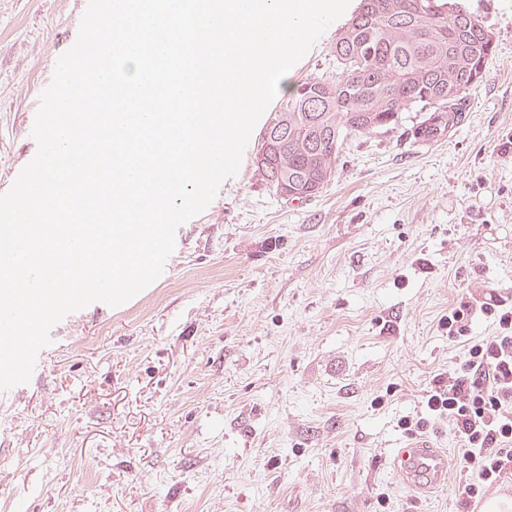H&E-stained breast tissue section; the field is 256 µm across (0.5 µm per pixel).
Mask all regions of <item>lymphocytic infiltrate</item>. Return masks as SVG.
<instances>
[{
  "mask_svg": "<svg viewBox=\"0 0 512 512\" xmlns=\"http://www.w3.org/2000/svg\"><path fill=\"white\" fill-rule=\"evenodd\" d=\"M478 312L492 320L493 335H472ZM441 325L449 341L462 346V355L432 377L421 412L402 416L398 426L423 435L434 423H447L461 444V503L468 507L512 477V303L493 294L476 310L462 300L449 308Z\"/></svg>",
  "mask_w": 512,
  "mask_h": 512,
  "instance_id": "lymphocytic-infiltrate-1",
  "label": "lymphocytic infiltrate"
}]
</instances>
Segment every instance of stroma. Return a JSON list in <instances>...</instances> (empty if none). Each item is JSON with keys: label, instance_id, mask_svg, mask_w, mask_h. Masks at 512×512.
Here are the masks:
<instances>
[{"label": "stroma", "instance_id": "stroma-1", "mask_svg": "<svg viewBox=\"0 0 512 512\" xmlns=\"http://www.w3.org/2000/svg\"><path fill=\"white\" fill-rule=\"evenodd\" d=\"M494 36L451 139L424 113L348 139L318 196L262 184L257 123L237 174L126 303L70 313L30 381L0 394V512H462L390 464L461 348L457 300H512V0H463ZM81 0H0V194L31 161L34 100L76 41ZM339 24L288 71L335 77ZM385 397L384 406L374 405Z\"/></svg>", "mask_w": 512, "mask_h": 512}]
</instances>
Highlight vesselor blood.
<instances>
[{"label":"vessel or blood","mask_w":512,"mask_h":512,"mask_svg":"<svg viewBox=\"0 0 512 512\" xmlns=\"http://www.w3.org/2000/svg\"><path fill=\"white\" fill-rule=\"evenodd\" d=\"M391 464L403 485L411 492L426 493L448 482V453L425 441H413L393 449Z\"/></svg>","instance_id":"obj_1"}]
</instances>
